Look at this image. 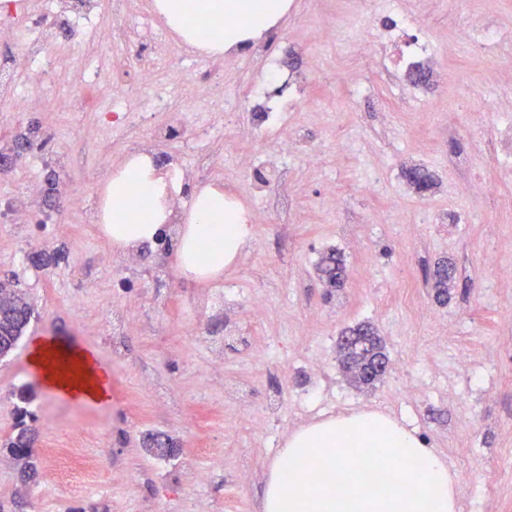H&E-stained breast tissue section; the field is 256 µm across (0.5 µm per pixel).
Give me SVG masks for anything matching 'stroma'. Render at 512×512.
<instances>
[{"label":"stroma","instance_id":"obj_1","mask_svg":"<svg viewBox=\"0 0 512 512\" xmlns=\"http://www.w3.org/2000/svg\"><path fill=\"white\" fill-rule=\"evenodd\" d=\"M385 0H308L268 33L282 62L300 67L306 95L288 114L289 128L305 137L285 159L287 211L252 200L249 180L237 168L242 145L254 151L272 141H252L256 102L248 92L270 93L269 70L243 54L224 58V92L243 98L234 126L215 125L224 142L222 182L234 183L250 216L253 239L218 279L189 282L177 267L158 273L155 250L140 256L128 272L129 287H118L107 264L111 248L96 224L70 210L67 199L102 193L104 178L91 161L120 165L131 141L78 139V127H93L94 103H106L108 86L77 97L72 111L50 112L39 79L25 75L29 97L20 108L0 103V151L16 137L32 135L40 153L14 157L0 172V191L15 193L34 177L55 176L47 199L63 233L21 239L0 224V279L11 276L35 317L18 348L0 359V439L16 414L18 386H29L37 415V474L22 482L16 461L0 447V505L6 512H261L264 472L290 430L295 397L316 389L321 417L339 411L384 410L402 400L417 369L434 364L458 383L464 400L449 403L437 393L415 406L417 428L429 446L447 456L454 473L472 475L459 484L458 512H512V492L490 489L488 473L512 476V282L500 279L485 261L487 253L512 265V168L489 152L498 135L493 113L482 111L485 97L512 110V80L500 78L512 66V45L498 56L481 57L450 42L448 33L473 10L512 30V0H427L419 22L437 47L425 107L407 111L395 98L386 64L368 74L371 99L346 95L344 76L358 65L350 39L366 34L371 6ZM336 39L318 42L314 33L327 23ZM46 41L63 68L78 72L108 57L122 65L118 48L102 52L96 41L57 24ZM321 154L306 163L309 151ZM422 164L434 185L417 192L404 172ZM375 178V192L364 189ZM336 249L344 259L346 281L329 290L318 276L323 252ZM454 268L446 303L433 294L439 262ZM231 289L239 305L260 303L262 327L254 342L272 343L277 357L267 363L247 359V346L225 337L212 318L211 291ZM413 288L418 300L436 312L433 324L419 323L401 299ZM83 298L74 306L72 296ZM133 303L139 319L120 331L111 324L114 308ZM371 323L382 338L392 369L375 387L356 388L337 360L341 332ZM224 336V368L207 374V340ZM37 338H61L94 350L112 378L110 402L82 404L47 395L28 361ZM249 340V341H250ZM475 347L481 360L466 373L452 365L456 344ZM324 356L325 373L286 369L300 354ZM151 388H143V379ZM251 390L258 401L274 400L288 413L279 431L252 433L224 409V391ZM163 430L176 455L159 461L148 452L146 434ZM202 467L214 480L202 488L188 471Z\"/></svg>","mask_w":512,"mask_h":512}]
</instances>
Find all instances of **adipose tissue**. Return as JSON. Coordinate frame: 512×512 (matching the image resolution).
I'll use <instances>...</instances> for the list:
<instances>
[{
  "label": "adipose tissue",
  "instance_id": "ef3b65f1",
  "mask_svg": "<svg viewBox=\"0 0 512 512\" xmlns=\"http://www.w3.org/2000/svg\"><path fill=\"white\" fill-rule=\"evenodd\" d=\"M166 26L211 52L260 40L288 0H156ZM178 187L151 155L117 166L104 186L102 236L118 252L176 243L181 276L206 280L223 273L253 237L246 210L222 185L202 189L183 223L173 221ZM29 364L49 394L101 404L109 373L96 354L61 339L35 340ZM385 467L389 484L372 479ZM458 487L445 456L426 448L398 421L375 410L343 413L293 431L266 474L262 512H457Z\"/></svg>",
  "mask_w": 512,
  "mask_h": 512
}]
</instances>
